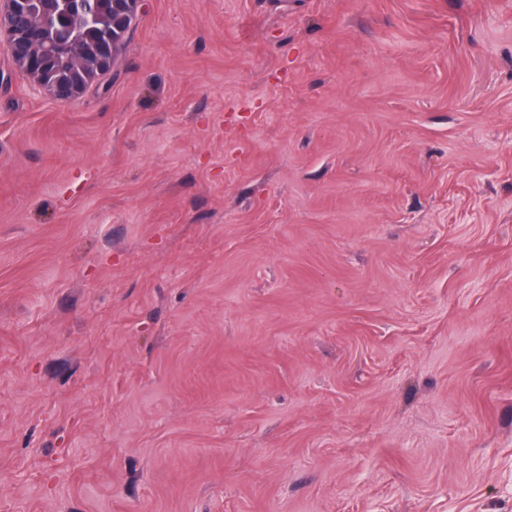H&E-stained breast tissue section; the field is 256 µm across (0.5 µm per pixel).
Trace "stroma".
<instances>
[{
  "label": "stroma",
  "instance_id": "stroma-1",
  "mask_svg": "<svg viewBox=\"0 0 512 512\" xmlns=\"http://www.w3.org/2000/svg\"><path fill=\"white\" fill-rule=\"evenodd\" d=\"M0 512H512V0L0 41ZM77 8L86 14L93 23L105 28V24L116 28L120 23L130 27L137 15L143 0H78ZM86 1V2H81ZM53 3V4H52ZM61 9L63 5L57 1L47 0H1L0 1V35L5 33L14 67L27 75L39 88L51 95L55 100L67 102L83 94L90 86L103 76L111 73L118 65L120 50L98 26L87 23L78 14L75 7L73 15L67 24L61 25L55 21V12L49 7ZM45 16L47 28L45 41L55 44V39L61 37V28H69L71 38L81 48L76 50L70 42L59 43L56 52H48L43 44L42 26L33 17ZM104 35V39H103ZM102 40V41H100ZM74 55V75L71 61L61 56L57 64V74L54 69L55 57L59 55ZM59 76V78L57 77Z\"/></svg>",
  "mask_w": 512,
  "mask_h": 512
}]
</instances>
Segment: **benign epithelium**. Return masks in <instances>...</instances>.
Listing matches in <instances>:
<instances>
[{
    "label": "benign epithelium",
    "mask_w": 512,
    "mask_h": 512,
    "mask_svg": "<svg viewBox=\"0 0 512 512\" xmlns=\"http://www.w3.org/2000/svg\"><path fill=\"white\" fill-rule=\"evenodd\" d=\"M142 0H80L77 8L93 23L131 26ZM5 33L14 67L27 75L55 100L67 102L83 94L118 65L120 50L109 34L90 49L77 50L69 42L50 52L43 44L42 26L29 12L28 0H0V33ZM75 57L74 75L61 81L54 69L55 57Z\"/></svg>",
    "instance_id": "1"
}]
</instances>
